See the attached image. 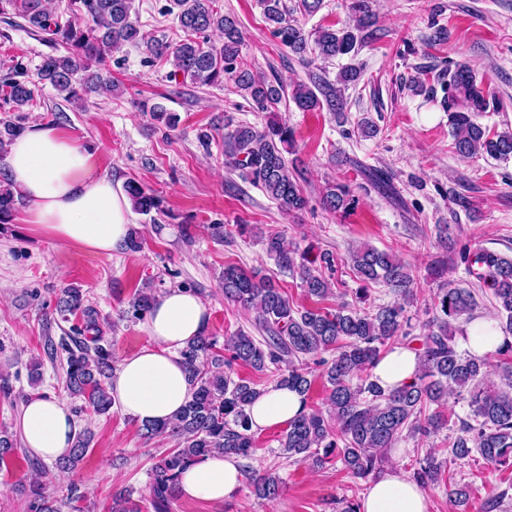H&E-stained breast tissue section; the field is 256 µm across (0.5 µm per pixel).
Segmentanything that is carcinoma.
Returning <instances> with one entry per match:
<instances>
[{"label": "carcinoma", "instance_id": "obj_1", "mask_svg": "<svg viewBox=\"0 0 512 512\" xmlns=\"http://www.w3.org/2000/svg\"><path fill=\"white\" fill-rule=\"evenodd\" d=\"M134 0H70L71 14L81 5L87 17L84 26L70 21L62 24L49 12L46 0H11L16 14L46 35L53 44L69 49L66 55L48 54L30 76L21 63L13 67L14 77L0 83V104L15 112L33 103L37 85L48 82L56 90L78 96V90L98 88L112 90L114 85L92 71L112 50L125 43L142 40L140 30L131 19ZM263 16L272 35L293 53L314 54L323 60L356 55L377 32L376 17L370 0H351L355 24L333 29L318 27L305 31L294 17L295 12L316 14L323 0H259ZM179 9L177 17L185 38L176 44L162 39L146 41V51L155 56L173 58L176 72L195 85L207 86L231 82L236 92L256 112H277L285 98L283 85L244 64L241 31L235 18L213 6V0H172ZM223 34V44L210 43V32ZM448 94L461 107L448 113V125L454 148L462 157L487 156L506 161L512 158V131L491 132L477 123L485 111L484 91L474 73L459 65L448 72ZM291 101L302 112L323 106L338 118H344V101L336 85L315 81L293 87ZM20 122H0V152L21 135ZM293 131L284 123L269 121L259 129L246 122L224 118V157L240 176L261 188L288 214L307 209L308 198L296 175L290 170L285 153L293 148ZM126 194L132 207L141 214L162 211V200L134 180L127 182ZM346 185L329 183L322 195L323 206L333 212L351 204ZM22 203L20 193L8 179L0 180V227L13 221ZM265 249L277 266L299 275L302 288L312 299L323 301L332 294L333 282L310 267L309 253L301 251L279 234L265 239ZM350 265L361 281L382 283L393 289L396 299L371 312H361L345 304L334 310L297 308L282 288L257 270L247 271L236 265L224 267V299L243 308L255 310V325L264 333L262 341L240 330L224 339V348L202 332L180 352L186 365L193 392L182 410L172 419L147 421L142 435L147 439L172 436L178 447L172 448L154 463L150 507L153 512H170V503L178 494L179 477L201 457L218 451L239 460L252 458L257 449L251 432L247 408L261 395L249 381L234 379V366L242 363L257 371L270 366L279 370L276 384L307 396L312 386L306 359L322 368L327 383L330 415L309 410L288 422L279 439L282 454L300 461L311 458L319 465L329 463L338 453L345 469L355 478H365L380 469L385 451L395 447L403 434L426 436L446 424L439 408L456 396L467 402L468 417L459 419V434L448 442V462L454 463L478 453L487 463L512 470V361L502 362L500 382L491 379V364L486 356L458 351L456 329L452 322L472 321L477 303L469 288L444 281L437 294L441 315L424 325V333L411 335L405 317L406 305L413 300L411 269L392 254L371 246L354 250ZM461 260L480 287L491 291L495 299L493 319L504 342L496 349L500 356L512 355V257L481 250L471 253L463 248ZM156 300L155 289H141L131 301L135 317L149 312ZM81 312L83 322L74 327L69 340L47 344L49 355L58 350L66 353L62 366L67 391L79 397L83 405L76 410L104 415L112 409L108 392L112 376V354L107 348L97 311L84 304L78 288H65L57 302V312L67 318ZM421 340V369L417 380L399 389L380 387L371 369L386 346L404 341ZM326 352L334 353L327 360ZM438 410L427 413L430 406ZM91 436L80 433L67 455L57 461L59 467L74 469L83 460ZM324 453H319V449ZM443 462L427 450L412 477L425 488L440 481ZM256 495L277 499L282 480L269 469L252 478ZM28 512H60L57 501L46 494L43 485H30ZM110 512H142V506L128 491L112 496Z\"/></svg>", "mask_w": 512, "mask_h": 512}]
</instances>
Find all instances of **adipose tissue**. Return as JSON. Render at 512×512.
<instances>
[{"mask_svg": "<svg viewBox=\"0 0 512 512\" xmlns=\"http://www.w3.org/2000/svg\"><path fill=\"white\" fill-rule=\"evenodd\" d=\"M6 175L28 202L21 221L34 232L100 255L123 247L132 211L121 182L103 175L92 153L58 129L28 127L8 147ZM207 321L206 305L190 290L176 288L158 297L148 317V345L124 357L114 371L109 385L114 405L143 422L173 417L191 394L180 352ZM419 368V352L398 345L382 355L373 375L383 388H400L414 381ZM306 410L297 392L272 385L250 406L249 423L261 431ZM16 426L25 447L47 460L67 454L75 436L65 402L54 396L28 397ZM244 478L235 459L215 452L182 473L179 492L221 503L240 493ZM360 512H428V500L411 476L394 469L371 482Z\"/></svg>", "mask_w": 512, "mask_h": 512, "instance_id": "ef3b65f1", "label": "adipose tissue"}]
</instances>
